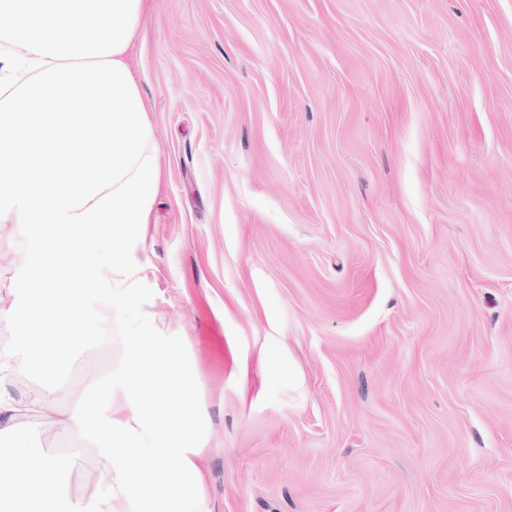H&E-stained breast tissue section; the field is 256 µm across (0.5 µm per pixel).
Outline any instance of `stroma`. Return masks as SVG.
<instances>
[{
  "instance_id": "35a3bbf8",
  "label": "stroma",
  "mask_w": 512,
  "mask_h": 512,
  "mask_svg": "<svg viewBox=\"0 0 512 512\" xmlns=\"http://www.w3.org/2000/svg\"><path fill=\"white\" fill-rule=\"evenodd\" d=\"M126 62L214 512H512V0H147Z\"/></svg>"
}]
</instances>
